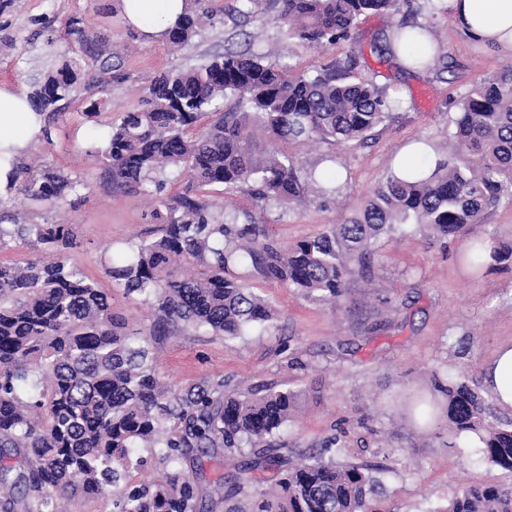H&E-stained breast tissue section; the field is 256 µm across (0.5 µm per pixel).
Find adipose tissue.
Returning <instances> with one entry per match:
<instances>
[{"label": "adipose tissue", "mask_w": 512, "mask_h": 512, "mask_svg": "<svg viewBox=\"0 0 512 512\" xmlns=\"http://www.w3.org/2000/svg\"><path fill=\"white\" fill-rule=\"evenodd\" d=\"M458 27L472 40L512 56V0H448ZM128 25L147 40L164 41L191 9V0H120ZM43 122L27 94L0 86V186L7 181L8 157L27 151L42 134ZM483 384L499 407L512 410V343L501 345L485 365Z\"/></svg>", "instance_id": "obj_1"}]
</instances>
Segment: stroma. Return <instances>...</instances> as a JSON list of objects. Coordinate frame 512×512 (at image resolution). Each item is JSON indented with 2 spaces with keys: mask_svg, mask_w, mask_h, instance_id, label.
<instances>
[{
  "mask_svg": "<svg viewBox=\"0 0 512 512\" xmlns=\"http://www.w3.org/2000/svg\"><path fill=\"white\" fill-rule=\"evenodd\" d=\"M118 3L0 0V86L31 91L63 57L79 54L69 33L74 19L110 59L111 86L89 90L87 75H80L50 122V141H38L32 150L87 181L82 198L65 216L75 226L71 257L111 295L113 312L132 331L149 326L153 312L106 276L104 249L153 238L158 224L146 199L112 184L90 147L95 126L139 108L154 77L196 67L231 49L275 54L311 76L333 60L350 57L358 77L385 91L398 85L408 89V102H395L390 120L365 141L339 148L285 145L303 172L330 166L337 172V193L325 197L319 185H312L304 207L284 210L246 188L200 187L187 176H170L168 194L203 195L229 211L249 214L266 225L271 239L286 245L348 222L392 172V160L405 143L425 140L446 152L462 95L512 66V57L458 30L448 0H411L408 15L435 37L447 63L443 70L405 69L386 57L398 22L386 13L361 17L352 39L317 50L288 37L274 20L272 0H193V11H210L212 18L187 44L172 50L163 42H146L127 27ZM93 98L102 99L103 106L92 121L85 112ZM489 237L512 246V197L503 198L462 239H433L412 224L381 237L368 268L353 266L346 296L335 303L313 302L253 276L251 285L279 311L272 327L255 328L232 342L179 327L157 338L153 360L175 390L221 376L239 392L299 391L295 417L274 446L293 456L337 437L336 462L379 466L378 512H436L466 483L510 488L512 472L485 463L476 444L449 447L446 407L432 379L433 372L452 371L480 383L496 349L512 343V260L475 272L463 259L469 240ZM418 399L436 407L434 424L423 426L415 415L412 404Z\"/></svg>",
  "mask_w": 512,
  "mask_h": 512,
  "instance_id": "35a3bbf8",
  "label": "stroma"
}]
</instances>
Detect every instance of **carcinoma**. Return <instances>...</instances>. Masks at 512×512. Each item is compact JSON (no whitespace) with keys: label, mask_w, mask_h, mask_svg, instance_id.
Listing matches in <instances>:
<instances>
[{"label":"carcinoma","mask_w":512,"mask_h":512,"mask_svg":"<svg viewBox=\"0 0 512 512\" xmlns=\"http://www.w3.org/2000/svg\"><path fill=\"white\" fill-rule=\"evenodd\" d=\"M288 36L315 46L350 37L361 17L403 13L408 0H276ZM205 14L190 13L169 33L174 46L198 34ZM70 34L82 55L66 58L34 86L37 113L54 116L71 95L78 72L101 49L78 21ZM332 62L309 77L265 54L226 52L187 71L154 79L142 107L111 122L99 149L117 183L152 197L159 234L113 251L107 275L153 308L150 326L132 335L112 312V299L72 261V224H0V248L19 236L42 257L23 266L0 264V512H64L87 493L112 491L113 512H204V469L183 467L190 453L213 457L251 449L241 475L217 481L224 501L244 493L249 474L275 469L269 491L249 507L225 512H378L380 481L370 465L341 464L322 454L295 464L271 439L289 421L297 394L228 389L218 377L176 392L151 356L157 336L183 326L201 335L238 339L270 327L277 310L233 272L250 269L311 301L346 293L350 264L367 263L371 247L403 224L428 235L461 237L505 196H512V68L471 88L459 101L448 154L426 177L392 174L347 224L280 247L263 224L226 213L200 197L165 193L167 170L183 169L201 185L247 186L283 207L306 200L309 182L286 143L333 146L366 139L391 117L375 84ZM229 95L251 111L214 112ZM7 192L36 205H75L86 181L48 163L9 160ZM443 394L448 440L474 439L483 459L512 471V421L491 423L469 379L435 380ZM145 451L160 479L139 483L133 471ZM439 512H512V488L464 485Z\"/></svg>","instance_id":"obj_1"}]
</instances>
